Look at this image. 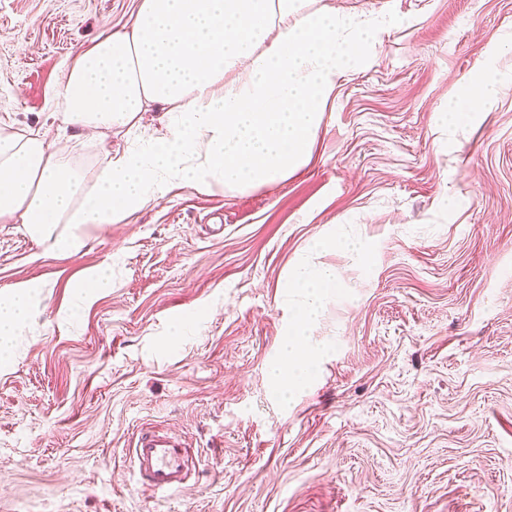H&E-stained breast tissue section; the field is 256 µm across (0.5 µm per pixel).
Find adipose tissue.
Segmentation results:
<instances>
[{
  "label": "adipose tissue",
  "mask_w": 512,
  "mask_h": 512,
  "mask_svg": "<svg viewBox=\"0 0 512 512\" xmlns=\"http://www.w3.org/2000/svg\"><path fill=\"white\" fill-rule=\"evenodd\" d=\"M311 0H141L129 27L102 32L67 67L53 114L61 133L0 127V223L75 254L77 235L59 224H118L173 189L242 192L280 183L309 160L337 81L370 61L384 20ZM498 77L463 89L444 119L471 122L495 96ZM165 110L164 128L115 152L92 186L67 159L69 138L138 130L144 112ZM339 285L335 268L297 263V301L280 358L278 393L312 379L320 348L311 330ZM28 286L0 300V350L26 322Z\"/></svg>",
  "instance_id": "1"
}]
</instances>
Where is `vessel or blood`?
<instances>
[{
    "mask_svg": "<svg viewBox=\"0 0 512 512\" xmlns=\"http://www.w3.org/2000/svg\"><path fill=\"white\" fill-rule=\"evenodd\" d=\"M132 458L141 484L158 497L182 491L196 469L190 443L169 432H140Z\"/></svg>",
    "mask_w": 512,
    "mask_h": 512,
    "instance_id": "b4317fda",
    "label": "vessel or blood"
}]
</instances>
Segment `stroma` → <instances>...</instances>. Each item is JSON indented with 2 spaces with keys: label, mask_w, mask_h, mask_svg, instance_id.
<instances>
[{
  "label": "stroma",
  "mask_w": 512,
  "mask_h": 512,
  "mask_svg": "<svg viewBox=\"0 0 512 512\" xmlns=\"http://www.w3.org/2000/svg\"><path fill=\"white\" fill-rule=\"evenodd\" d=\"M322 2L392 23L287 180L58 225L83 241L72 256L0 223V299L35 288L0 366V512H512V0ZM139 3L0 0V124L51 129L71 59ZM485 68L503 79L485 112L443 125ZM133 139H75L69 157L89 184ZM334 231L364 252L309 254ZM306 255L339 286L288 401L268 368ZM105 266L110 284L79 294ZM147 429L195 446L176 495L140 489Z\"/></svg>",
  "instance_id": "stroma-1"
}]
</instances>
